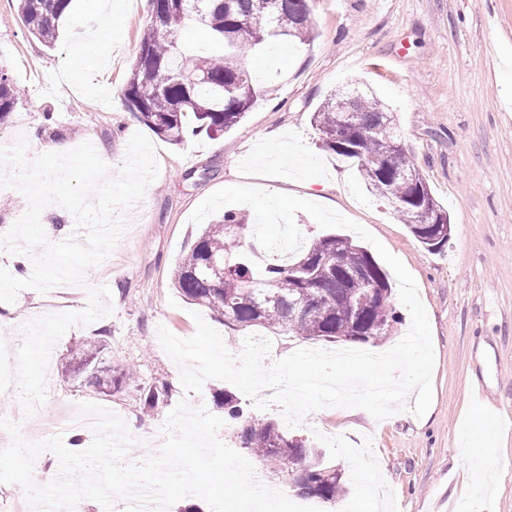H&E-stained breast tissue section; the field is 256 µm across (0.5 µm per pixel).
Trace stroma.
<instances>
[{
  "instance_id": "1",
  "label": "stroma",
  "mask_w": 512,
  "mask_h": 512,
  "mask_svg": "<svg viewBox=\"0 0 512 512\" xmlns=\"http://www.w3.org/2000/svg\"><path fill=\"white\" fill-rule=\"evenodd\" d=\"M114 11L74 0L54 47L30 37L17 17V0H0V63L24 95L0 121V147L26 135L29 156L51 140L46 124L71 146L91 142L125 161L134 133H148L123 97L140 35L150 22L149 0H118ZM316 38L293 46L287 59L267 58L264 93L246 116L221 136L187 135L173 146L152 137L159 174L125 213L126 226L110 256L88 270L87 286L108 287L110 315L77 325L53 346L40 414L24 415L16 396H0V416L24 439L40 436L47 421L93 403L120 416L141 446L127 459L156 453L162 428L180 401L224 411L214 402L223 380L185 393L180 369L162 349L158 328L187 339L196 317L240 354L248 332L225 326L173 286L177 260L202 232L190 223L213 192L246 185L335 203L345 217L371 232L416 280L434 348L433 401L423 417L409 412L386 420L340 417L325 408L291 430L316 448L320 460L342 470L356 512H512V0H310ZM114 28L101 65L71 77L68 63L87 30ZM349 86L383 101L395 132L436 198L448 209L445 247L422 248L386 201L369 193L351 162L326 151L311 115L335 89ZM52 121H45V113ZM281 132L294 159L266 151ZM85 288L19 292L0 302V327L16 356L22 325L41 315L85 307ZM110 338L102 366L126 364L136 382L99 394L61 374L72 347L100 334ZM165 384L168 395L151 413L143 387ZM497 430L489 449L493 486L479 482L478 462L464 454L473 415Z\"/></svg>"
}]
</instances>
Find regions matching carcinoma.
Returning <instances> with one entry per match:
<instances>
[{"label": "carcinoma", "mask_w": 512, "mask_h": 512, "mask_svg": "<svg viewBox=\"0 0 512 512\" xmlns=\"http://www.w3.org/2000/svg\"><path fill=\"white\" fill-rule=\"evenodd\" d=\"M150 5L151 22L140 37L123 95L138 119L171 145L183 141L190 123L221 135L241 121L257 97L254 72L263 68V47L274 41L308 45L315 39L309 0H150ZM70 7L71 0H18L17 13L27 32L51 47ZM187 21L211 35L213 51L193 54L185 49L179 32ZM250 51L254 56L249 69L230 58ZM19 95L9 70L0 66V120L13 111ZM349 107L335 92L313 113L322 146L356 162L366 189L394 203L401 223L424 248L447 244L450 234L437 240L434 236L435 228L451 226L448 210L401 142L372 133L387 107L362 95L355 103V122L343 125ZM404 171L415 173L418 186L394 180ZM173 284L186 299L236 328L260 326L306 340L358 344L385 339L398 323L386 273L352 239L322 235L294 258L270 261L252 237L251 225L231 211L195 239L173 272ZM361 296L367 301L357 316L350 300ZM290 298L306 302V315L288 313ZM106 349L103 336L76 345L75 361L63 366V376L84 374L103 393L120 388L133 378V370H101ZM215 401L224 418L239 424L245 454L273 465L291 481L309 472L303 496L332 502L345 498L347 485L336 476V468L307 462L310 447L289 435L279 421L244 416L239 398L226 390Z\"/></svg>", "instance_id": "cac0c4a2"}]
</instances>
